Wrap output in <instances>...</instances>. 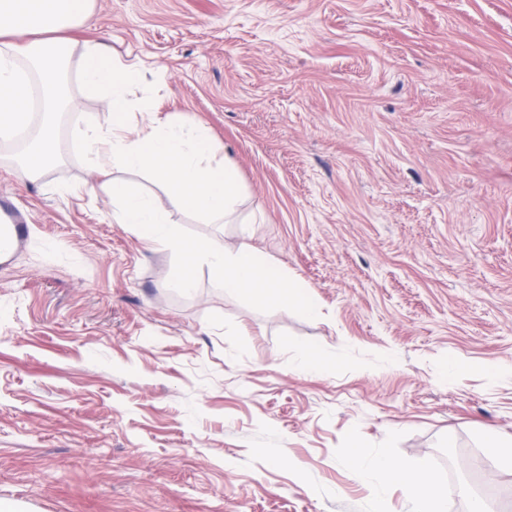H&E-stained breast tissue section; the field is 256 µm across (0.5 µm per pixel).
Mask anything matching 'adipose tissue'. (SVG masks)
I'll use <instances>...</instances> for the list:
<instances>
[{
	"label": "adipose tissue",
	"mask_w": 512,
	"mask_h": 512,
	"mask_svg": "<svg viewBox=\"0 0 512 512\" xmlns=\"http://www.w3.org/2000/svg\"><path fill=\"white\" fill-rule=\"evenodd\" d=\"M93 0H0V136L10 137L31 122V76H38L40 106L44 114L32 151L20 161L31 177H39L57 155V128L50 121L57 107L73 109V99H58L57 71L44 62L46 55L68 58L69 43L62 31L85 20ZM347 466L353 476L370 485L378 508L385 512V492L401 484L411 497L413 512H448L447 495L430 474L427 465L412 469L364 448L350 449Z\"/></svg>",
	"instance_id": "ef3b65f1"
}]
</instances>
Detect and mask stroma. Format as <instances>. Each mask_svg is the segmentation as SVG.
<instances>
[{
  "mask_svg": "<svg viewBox=\"0 0 512 512\" xmlns=\"http://www.w3.org/2000/svg\"><path fill=\"white\" fill-rule=\"evenodd\" d=\"M71 43L60 160L31 178L0 264V502L14 512H373L352 447L427 464L448 512H512V0H94ZM143 71L127 91L200 125L240 200L203 224L162 184L113 168L172 223L248 242L322 306L259 312L90 193L72 131L111 116L78 82L85 42ZM154 94H147V86ZM55 185L64 194L52 193ZM319 371L293 369L297 349ZM458 367L441 380L438 367ZM483 442L500 467L512 469V438L488 431L483 435Z\"/></svg>",
  "mask_w": 512,
  "mask_h": 512,
  "instance_id": "stroma-1",
  "label": "stroma"
}]
</instances>
